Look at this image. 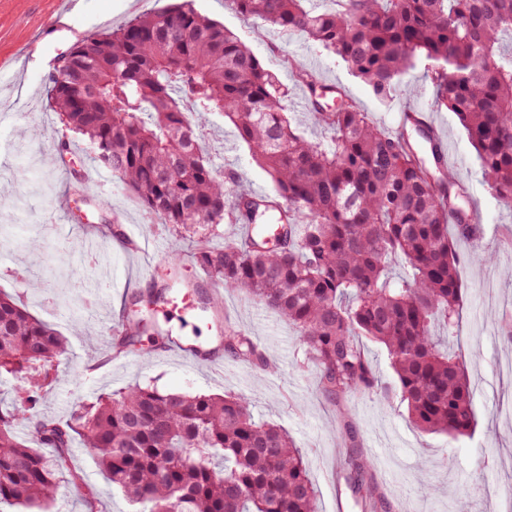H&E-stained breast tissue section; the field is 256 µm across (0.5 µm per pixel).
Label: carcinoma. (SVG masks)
Instances as JSON below:
<instances>
[{
  "label": "carcinoma",
  "instance_id": "cac0c4a2",
  "mask_svg": "<svg viewBox=\"0 0 512 512\" xmlns=\"http://www.w3.org/2000/svg\"><path fill=\"white\" fill-rule=\"evenodd\" d=\"M306 0H225L238 14L301 32L335 54L384 102L423 58L434 106L455 114L489 190L512 206V0H340L317 13ZM306 110L330 131L305 137L288 117V88L233 33L183 2L87 37L49 76L52 111L135 193L146 213L190 234L192 262L226 290L278 312L299 336L329 401L382 385L361 340L385 347L400 403L422 432L460 437L476 424L462 355L450 334L462 314L459 257L448 233L466 187L431 165L407 133L382 130L340 88L290 61ZM219 112L271 180L276 197L248 190L187 143ZM274 240L224 237L263 212ZM410 274L394 280L390 263ZM157 324L136 320L122 352ZM224 351L266 367L252 339L224 322ZM67 340L0 292V507L47 512L75 439L91 449L132 512H318L303 454L280 426L254 419L242 395L130 385L79 406L64 424L34 413L57 384ZM342 473L366 512H384L371 461L346 445Z\"/></svg>",
  "mask_w": 512,
  "mask_h": 512
}]
</instances>
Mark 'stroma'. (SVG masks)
Masks as SVG:
<instances>
[{
    "label": "stroma",
    "instance_id": "obj_1",
    "mask_svg": "<svg viewBox=\"0 0 512 512\" xmlns=\"http://www.w3.org/2000/svg\"><path fill=\"white\" fill-rule=\"evenodd\" d=\"M173 0H82L81 16L68 38L56 37L52 18L56 0H0V290L18 294L27 309L68 340L58 361L61 383L46 391L39 416L66 422L76 405L129 385L154 384L191 394L246 395L255 419L277 424L302 448L316 491L319 512H362L342 476L338 446L345 426H352L357 447L374 462L378 489L391 512H455L468 501L471 512H501L503 495L512 488V210L488 189L476 151L456 116L434 109L427 63L418 60L405 76L409 91L385 102L353 76L347 66L300 33L252 19L226 7L224 0H193L196 10L223 23L248 44L262 65L288 86V110L306 137L323 141L327 132L306 112V97L294 79L291 63L311 69L325 83L341 87L360 109L388 131L397 130L403 108L430 112L448 143L447 170L466 183L464 214L479 220L476 234L456 238L464 305L461 322L448 337L450 350L462 353L471 384L477 422L471 434L452 439L421 433L398 401L382 402L353 394L337 402L323 398L291 326L277 313L237 292H224V309L254 340L268 360L259 370L227 356L202 362L169 355L142 336L134 350L115 354L112 339L127 322L157 318L154 293L172 255H179L185 278L198 274L192 244L183 234L152 220L138 199L120 185L97 199L96 185L78 189L71 169L100 167L86 150L85 139L67 129L49 106L36 37L57 55L80 40L118 29L138 14L163 10ZM78 146L67 164L58 161L57 144ZM216 165L236 172L253 192L273 195L266 174L252 160L223 116L214 113L204 135ZM69 198V219L43 224V211ZM42 240L40 251L26 247ZM496 257L487 265L483 255ZM112 284L101 302L88 304L86 273ZM36 287H29V280ZM69 468L77 486H63L51 512H130L113 489L91 449L73 444Z\"/></svg>",
    "mask_w": 512,
    "mask_h": 512
}]
</instances>
